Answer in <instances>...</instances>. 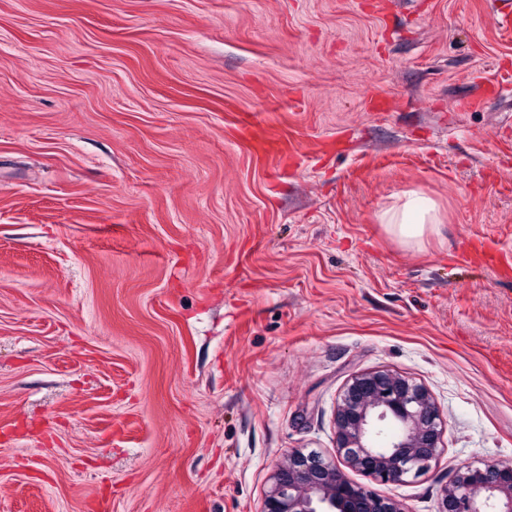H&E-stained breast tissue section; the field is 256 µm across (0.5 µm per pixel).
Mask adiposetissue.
Masks as SVG:
<instances>
[{"mask_svg": "<svg viewBox=\"0 0 512 512\" xmlns=\"http://www.w3.org/2000/svg\"><path fill=\"white\" fill-rule=\"evenodd\" d=\"M386 231L401 244L420 245L424 237L438 231L440 219L435 203L417 193L404 194L380 216Z\"/></svg>", "mask_w": 512, "mask_h": 512, "instance_id": "1", "label": "adipose tissue"}]
</instances>
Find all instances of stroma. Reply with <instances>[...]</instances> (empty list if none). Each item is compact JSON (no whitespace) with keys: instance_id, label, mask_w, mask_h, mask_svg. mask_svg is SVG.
Returning a JSON list of instances; mask_svg holds the SVG:
<instances>
[{"instance_id":"35a3bbf8","label":"stroma","mask_w":512,"mask_h":512,"mask_svg":"<svg viewBox=\"0 0 512 512\" xmlns=\"http://www.w3.org/2000/svg\"><path fill=\"white\" fill-rule=\"evenodd\" d=\"M510 7L0 0V512H260L376 370L444 448L350 480L512 462ZM380 221L393 238L412 247L419 246L425 236L442 225L435 203L415 192L405 193L381 214Z\"/></svg>"}]
</instances>
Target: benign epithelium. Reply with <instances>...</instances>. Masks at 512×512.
Returning <instances> with one entry per match:
<instances>
[{"label":"benign epithelium","mask_w":512,"mask_h":512,"mask_svg":"<svg viewBox=\"0 0 512 512\" xmlns=\"http://www.w3.org/2000/svg\"><path fill=\"white\" fill-rule=\"evenodd\" d=\"M334 430L336 458L289 451L260 512H403L395 500L350 481L340 464L400 483L428 470L443 448V421L429 390L385 370L350 378ZM439 512H512V464L460 467L442 491Z\"/></svg>","instance_id":"obj_1"}]
</instances>
